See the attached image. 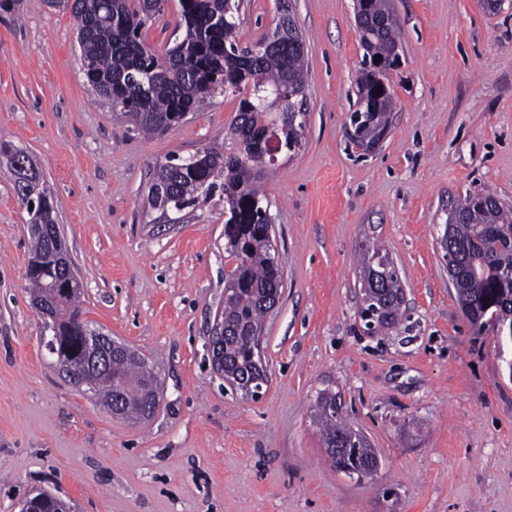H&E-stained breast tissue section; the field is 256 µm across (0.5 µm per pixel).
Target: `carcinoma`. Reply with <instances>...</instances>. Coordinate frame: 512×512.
<instances>
[{
	"label": "carcinoma",
	"mask_w": 512,
	"mask_h": 512,
	"mask_svg": "<svg viewBox=\"0 0 512 512\" xmlns=\"http://www.w3.org/2000/svg\"><path fill=\"white\" fill-rule=\"evenodd\" d=\"M165 0H47L53 8L70 12L76 22L77 43L91 91L113 112L149 135L171 129V115L200 111L218 95L239 97L233 134L241 141H257L269 126L280 127L283 150L288 142H302L307 117L286 116L288 102H296L306 87L305 49L284 45L272 52L253 54L238 45L242 0H178L183 35L159 54L148 46L143 30L163 10ZM371 13L379 23L358 29L366 58L388 57L398 47V27L389 0H373ZM168 60L164 71L141 88L129 86L115 99L117 87L131 75L149 70L155 58ZM385 74L359 71L358 97L349 122L362 117L352 134L378 144L388 129L393 99H371V89ZM0 167L8 170L25 209L38 208L28 223L31 260L36 270L27 276L34 307L43 318L41 333L55 342L56 361L77 355L83 346L80 290L63 295L55 288L57 272L70 258L53 199L47 197L45 180L24 148L0 139ZM254 169L240 154L225 155L205 148L187 157H171L156 165L149 176L147 204L156 213L153 222L178 224L204 207H223L225 250L235 266L225 274L230 289L224 301V378L248 382L260 368L252 354L250 332L264 322L283 288L281 260L271 248L270 232L262 223L266 197ZM463 217L448 228L463 251L462 282L455 288L461 311L475 326L494 323V317L512 314V207L490 191H481L460 202ZM363 323L381 330L394 327L404 302L401 277L393 258L383 247L365 241L359 247ZM110 369L79 367L70 377L76 385L94 391L104 406L120 400L124 418L145 423L153 418L161 400L148 390L159 368L136 351L112 352ZM327 457L333 468L347 474L378 468L380 458L365 435L346 424L336 394L323 390L315 403ZM39 512H70V506L48 491L30 497Z\"/></svg>",
	"instance_id": "cac0c4a2"
}]
</instances>
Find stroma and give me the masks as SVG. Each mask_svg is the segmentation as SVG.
I'll return each mask as SVG.
<instances>
[{
	"instance_id": "obj_1",
	"label": "stroma",
	"mask_w": 512,
	"mask_h": 512,
	"mask_svg": "<svg viewBox=\"0 0 512 512\" xmlns=\"http://www.w3.org/2000/svg\"><path fill=\"white\" fill-rule=\"evenodd\" d=\"M400 64L388 133L348 142L364 50L353 0H288L306 41L305 144L262 181L284 267L266 319L268 383L251 399L207 353L224 302V216L151 225L148 170L206 147L230 154L239 99L151 138L87 84L70 13L46 0L0 12V138L39 164L81 277L82 317L159 365L155 417L131 424L76 388L40 342L28 215L0 168V512L46 489L71 512H512V344L461 312L438 238L449 210L488 190L512 204V7L393 0ZM278 0H243L240 46L265 36ZM397 264L400 324L358 317L356 250ZM382 458L356 481L331 467L317 394Z\"/></svg>"
}]
</instances>
